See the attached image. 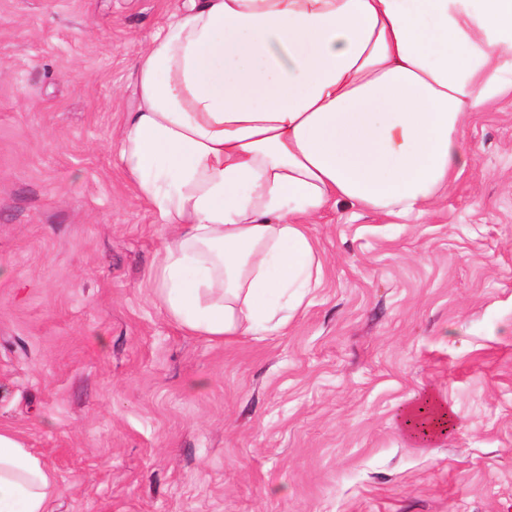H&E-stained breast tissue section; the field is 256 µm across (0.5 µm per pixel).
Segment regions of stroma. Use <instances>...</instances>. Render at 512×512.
<instances>
[{"label":"stroma","instance_id":"stroma-1","mask_svg":"<svg viewBox=\"0 0 512 512\" xmlns=\"http://www.w3.org/2000/svg\"><path fill=\"white\" fill-rule=\"evenodd\" d=\"M173 0H0V428L50 512H512V104L419 219L340 206L279 333L165 314L164 231L114 145ZM457 425L412 444L409 403ZM424 399L425 400L419 404H413L405 408L400 417L402 432L412 441L419 444H426L435 439L437 435L445 434L454 427L456 421L454 413L448 409L445 403L433 396H428ZM423 406L431 408L436 418L439 419L435 426L425 430V435L420 433L415 427L417 415L419 414L420 408Z\"/></svg>","mask_w":512,"mask_h":512}]
</instances>
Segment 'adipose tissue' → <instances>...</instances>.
Masks as SVG:
<instances>
[{"instance_id":"ef3b65f1","label":"adipose tissue","mask_w":512,"mask_h":512,"mask_svg":"<svg viewBox=\"0 0 512 512\" xmlns=\"http://www.w3.org/2000/svg\"><path fill=\"white\" fill-rule=\"evenodd\" d=\"M132 95L117 152L167 228L162 307L196 336H266L320 278L317 217L423 216L472 163V115L512 96V0H180ZM455 421L429 396L400 426L425 444ZM55 491L0 429V512H49Z\"/></svg>"}]
</instances>
